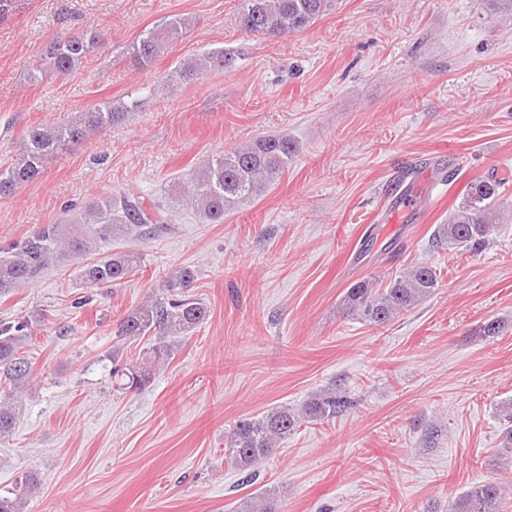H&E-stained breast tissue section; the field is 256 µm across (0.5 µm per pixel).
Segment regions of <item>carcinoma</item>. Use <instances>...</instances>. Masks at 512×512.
Here are the masks:
<instances>
[{"instance_id": "obj_1", "label": "carcinoma", "mask_w": 512, "mask_h": 512, "mask_svg": "<svg viewBox=\"0 0 512 512\" xmlns=\"http://www.w3.org/2000/svg\"><path fill=\"white\" fill-rule=\"evenodd\" d=\"M329 0H241L237 23L247 34L283 37L310 28L325 15ZM188 30L186 19L168 16L143 31L130 45L129 63L146 69L158 61ZM101 35L88 31L58 37L41 54L32 74L34 81L46 75L66 76L100 44ZM234 57L224 50L209 51L186 59L174 68L175 81H197L211 69L232 67ZM138 105L106 103L78 118L58 125H39L27 130L20 153L0 165V198L11 196L22 185L39 179L49 158L81 144L88 133L124 121ZM296 153L295 143L282 135L257 136L217 156L207 157L174 184L168 199L147 202L131 192H116L96 200L73 214L66 224H45L32 235L10 245L0 256V295L35 279L50 261L60 255H83L104 241L140 233L152 224L169 223L172 209L189 206L206 224H222L224 216L239 204L263 196L288 170ZM508 178L491 173L470 181L448 223L434 234L435 247L477 251L495 233L500 220L499 201ZM135 253L105 256L85 267L82 277L94 286H107L128 277L141 267ZM194 272L181 267L165 281L167 297L149 299L133 308L119 322L116 336L129 341L147 339L150 346L141 359L112 371L122 389L139 391L150 381L153 370L175 356L177 343L185 339L208 316V306L188 295ZM439 287L433 266L418 263L388 279L385 285L364 278L346 288L343 313L371 325H384L429 298ZM28 339V323L0 320V395L21 392L31 365L22 355ZM350 401L336 387L310 395L299 408L279 407L239 420L227 440L231 461L247 475L302 422L324 421L348 408ZM15 411L0 400V438L15 423ZM38 481L26 476L16 483L13 497L0 498V512H23ZM504 489L498 482L474 485L457 497L450 512H502ZM280 495L274 489L249 500L244 512H279Z\"/></svg>"}]
</instances>
